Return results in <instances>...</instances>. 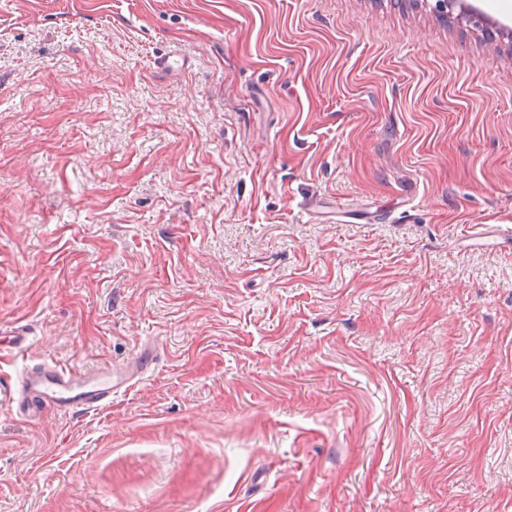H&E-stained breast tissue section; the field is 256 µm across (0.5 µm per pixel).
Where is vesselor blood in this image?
I'll list each match as a JSON object with an SVG mask.
<instances>
[{"label": "vessel or blood", "instance_id": "b4317fda", "mask_svg": "<svg viewBox=\"0 0 512 512\" xmlns=\"http://www.w3.org/2000/svg\"><path fill=\"white\" fill-rule=\"evenodd\" d=\"M132 380V375L107 366L78 376L56 364L43 365L20 377L19 395L21 403L36 412L91 411L110 403L113 394L130 387Z\"/></svg>", "mask_w": 512, "mask_h": 512}]
</instances>
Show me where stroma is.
Returning <instances> with one entry per match:
<instances>
[{"instance_id":"1","label":"stroma","mask_w":512,"mask_h":512,"mask_svg":"<svg viewBox=\"0 0 512 512\" xmlns=\"http://www.w3.org/2000/svg\"><path fill=\"white\" fill-rule=\"evenodd\" d=\"M477 5L0 0V512H512V11ZM146 353L102 410L13 400Z\"/></svg>"}]
</instances>
